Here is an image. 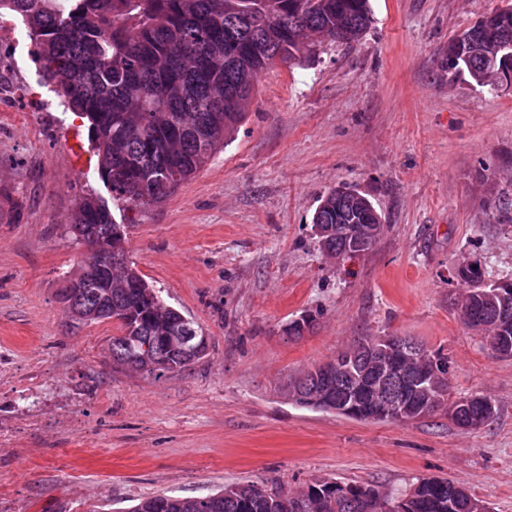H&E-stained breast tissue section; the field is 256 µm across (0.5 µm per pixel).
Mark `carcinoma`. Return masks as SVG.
Returning a JSON list of instances; mask_svg holds the SVG:
<instances>
[{"mask_svg": "<svg viewBox=\"0 0 512 512\" xmlns=\"http://www.w3.org/2000/svg\"><path fill=\"white\" fill-rule=\"evenodd\" d=\"M0 10L19 16L33 45L43 79L56 86L65 109L86 117L98 172L111 200L133 208L161 203L200 171L224 139L244 119L258 75L276 59L297 57L304 41L336 38L346 29L356 39L370 28V0H0ZM473 46L458 55L448 74L484 86L481 48L489 34L512 42V8L484 16L464 30ZM498 212L512 223V187L498 193ZM382 216L355 196L328 192L314 212V224H378ZM116 224L105 199L88 193L76 205L66 234L103 241L112 263L127 269L122 286L102 275L95 256L84 254L78 285L59 289L73 327L123 318L112 336V357L129 370L151 374L164 365L170 373L186 370L184 355L159 335V324H193L167 305L159 292L127 260L125 240L108 235ZM473 306L494 325L496 309L477 289L463 285L457 307ZM372 337L364 336L342 351L350 369L330 376L308 371L289 382L299 395L315 392L322 410L358 393L354 378L367 369ZM398 340L419 355L403 359L416 369L423 358L439 361L441 377L431 383L435 405L407 420L429 416L450 402L448 356L407 336ZM394 390L386 387L373 400L378 416L360 421L397 423L390 415ZM391 512H474L477 501L464 484L446 478H419L399 497L357 483L316 479L289 493L259 484H237L201 497L156 495L128 512H362L366 498Z\"/></svg>", "mask_w": 512, "mask_h": 512, "instance_id": "obj_1", "label": "carcinoma"}]
</instances>
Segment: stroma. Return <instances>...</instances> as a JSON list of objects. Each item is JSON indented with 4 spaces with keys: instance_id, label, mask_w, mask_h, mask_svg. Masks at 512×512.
<instances>
[{
    "instance_id": "obj_1",
    "label": "stroma",
    "mask_w": 512,
    "mask_h": 512,
    "mask_svg": "<svg viewBox=\"0 0 512 512\" xmlns=\"http://www.w3.org/2000/svg\"><path fill=\"white\" fill-rule=\"evenodd\" d=\"M373 23L262 72L244 120L161 203L111 204L128 259L210 339L188 370L157 380L113 368L118 331L72 328L57 290L78 273L65 233L88 191L107 196L86 118L58 107L20 18L0 16V417L40 415L0 446L12 512H128L158 494L216 493L317 478L405 490L458 480L512 512V357L462 323L453 269L512 280V223L485 201L512 183V91L448 75L449 39L512 0H371ZM348 184L386 224L376 247L336 265L312 218ZM312 312L310 332L284 328ZM363 336H408L450 362L452 396L493 418L464 430L443 412L364 422L288 402L284 386ZM46 387L28 391L31 368Z\"/></svg>"
}]
</instances>
